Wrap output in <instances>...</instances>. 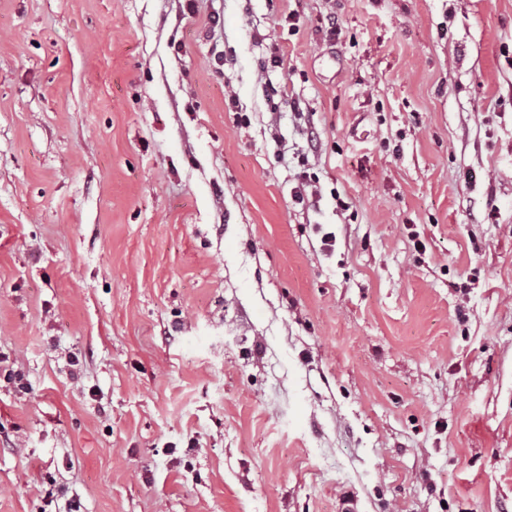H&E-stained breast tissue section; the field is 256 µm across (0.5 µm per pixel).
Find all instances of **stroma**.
<instances>
[{
	"instance_id": "obj_1",
	"label": "stroma",
	"mask_w": 512,
	"mask_h": 512,
	"mask_svg": "<svg viewBox=\"0 0 512 512\" xmlns=\"http://www.w3.org/2000/svg\"><path fill=\"white\" fill-rule=\"evenodd\" d=\"M346 501L512 512V0H0V512Z\"/></svg>"
}]
</instances>
